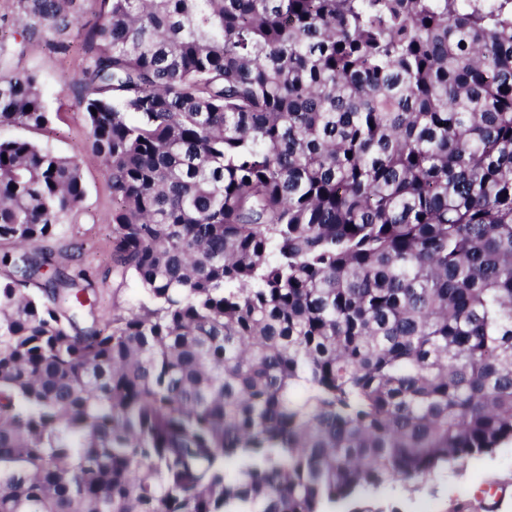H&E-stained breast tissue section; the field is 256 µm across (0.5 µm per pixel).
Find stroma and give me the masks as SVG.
Segmentation results:
<instances>
[{"label": "stroma", "mask_w": 512, "mask_h": 512, "mask_svg": "<svg viewBox=\"0 0 512 512\" xmlns=\"http://www.w3.org/2000/svg\"><path fill=\"white\" fill-rule=\"evenodd\" d=\"M31 24L19 0H0V58L18 71L36 73L44 104L51 113L42 129L0 127V139H27L81 164L86 187L82 208L59 225L47 244L52 256L47 273L85 270L96 291L95 314L110 317L141 295L135 279L113 272L112 200L102 166L92 158L89 129L72 78L89 60L84 27L58 35L41 29L33 41L22 34ZM366 512H512V443L494 452L411 482H390L362 492Z\"/></svg>", "instance_id": "35a3bbf8"}]
</instances>
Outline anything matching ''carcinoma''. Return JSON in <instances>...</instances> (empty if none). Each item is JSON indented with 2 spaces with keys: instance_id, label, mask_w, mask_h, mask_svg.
Here are the masks:
<instances>
[{
  "instance_id": "obj_1",
  "label": "carcinoma",
  "mask_w": 512,
  "mask_h": 512,
  "mask_svg": "<svg viewBox=\"0 0 512 512\" xmlns=\"http://www.w3.org/2000/svg\"><path fill=\"white\" fill-rule=\"evenodd\" d=\"M87 44L141 297L78 326L80 164L0 140V512H323L512 442V0H102Z\"/></svg>"
}]
</instances>
